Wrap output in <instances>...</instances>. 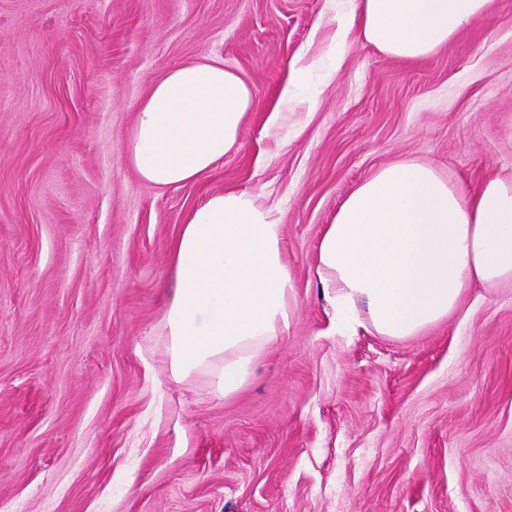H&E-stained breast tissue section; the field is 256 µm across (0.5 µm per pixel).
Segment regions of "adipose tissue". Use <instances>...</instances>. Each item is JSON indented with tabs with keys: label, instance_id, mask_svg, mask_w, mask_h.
Returning <instances> with one entry per match:
<instances>
[{
	"label": "adipose tissue",
	"instance_id": "ef3b65f1",
	"mask_svg": "<svg viewBox=\"0 0 512 512\" xmlns=\"http://www.w3.org/2000/svg\"><path fill=\"white\" fill-rule=\"evenodd\" d=\"M491 0H352L337 19L340 50L359 32L381 53L419 60L481 20ZM252 106L247 82L214 60L181 64L152 83L128 144L145 181L181 186L208 174L238 142ZM283 217L246 192L212 194L172 251L176 288L164 314L171 373L211 376L230 396L290 326L292 276ZM316 273L346 334L362 324L391 339L448 318L474 284L512 285V177L475 189L430 165L379 168L342 202L320 237Z\"/></svg>",
	"mask_w": 512,
	"mask_h": 512
}]
</instances>
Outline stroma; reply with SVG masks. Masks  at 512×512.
I'll return each instance as SVG.
<instances>
[{
  "instance_id": "1",
  "label": "stroma",
  "mask_w": 512,
  "mask_h": 512,
  "mask_svg": "<svg viewBox=\"0 0 512 512\" xmlns=\"http://www.w3.org/2000/svg\"><path fill=\"white\" fill-rule=\"evenodd\" d=\"M349 4L0 0V512H512V288L395 340L336 333L316 275L325 224L384 164L512 174V0L416 61L351 35L333 71ZM204 59L253 107L209 174L155 186L128 154L137 108ZM229 190L283 211L293 294L226 398L172 377L163 316L183 224Z\"/></svg>"
}]
</instances>
